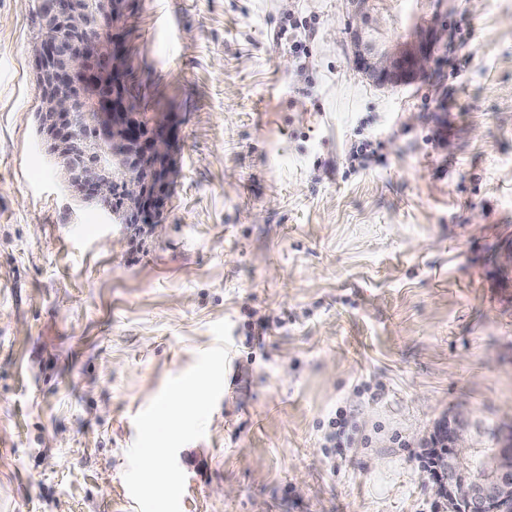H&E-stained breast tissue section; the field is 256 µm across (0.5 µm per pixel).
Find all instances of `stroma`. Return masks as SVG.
Here are the masks:
<instances>
[{"label":"stroma","instance_id":"stroma-1","mask_svg":"<svg viewBox=\"0 0 512 512\" xmlns=\"http://www.w3.org/2000/svg\"><path fill=\"white\" fill-rule=\"evenodd\" d=\"M39 6L0 0V512H448L438 421L512 430V0H450L388 89L343 0H126L128 94L177 128L149 237L40 142Z\"/></svg>","mask_w":512,"mask_h":512}]
</instances>
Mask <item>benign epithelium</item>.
<instances>
[{
    "mask_svg": "<svg viewBox=\"0 0 512 512\" xmlns=\"http://www.w3.org/2000/svg\"><path fill=\"white\" fill-rule=\"evenodd\" d=\"M124 0H43L32 52L41 102L38 132L62 183L100 207L110 224L146 233L162 226L173 174L171 122L133 112L124 89L128 55L114 43ZM343 29L356 70L378 87L420 79L446 31L425 16L388 35L390 0H343ZM453 412L435 426L426 466L448 512H512V429L492 448L469 443Z\"/></svg>",
    "mask_w": 512,
    "mask_h": 512,
    "instance_id": "benign-epithelium-1",
    "label": "benign epithelium"
}]
</instances>
